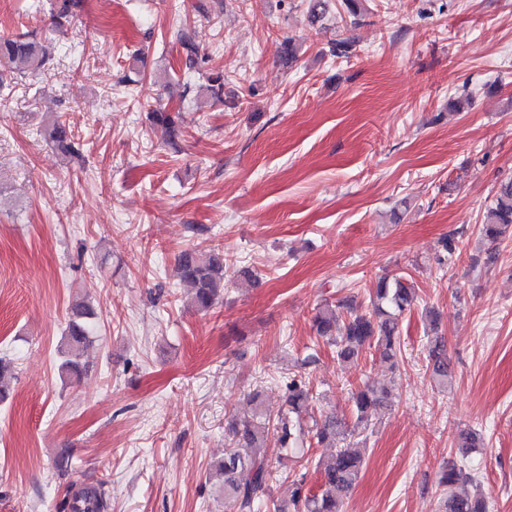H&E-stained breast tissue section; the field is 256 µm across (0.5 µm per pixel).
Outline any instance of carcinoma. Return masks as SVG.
Masks as SVG:
<instances>
[{
    "instance_id": "cac0c4a2",
    "label": "carcinoma",
    "mask_w": 512,
    "mask_h": 512,
    "mask_svg": "<svg viewBox=\"0 0 512 512\" xmlns=\"http://www.w3.org/2000/svg\"><path fill=\"white\" fill-rule=\"evenodd\" d=\"M53 22L61 27L72 22L82 7L83 0H55ZM179 44L186 52V66L206 71L207 89L212 96L222 99L224 72L208 67L210 57L201 56L187 32L179 34ZM0 60L13 65L20 74L37 73L43 70L48 56L43 43L26 34L14 38H0ZM152 118L163 125L174 140L179 136L183 118L181 112L159 109ZM45 140L61 153L75 154L77 149L70 125L56 117L43 129ZM512 233V176L499 182L494 201L486 211L481 234L490 243H497ZM224 252L187 248L177 258V274L181 283L190 291L192 306L198 311H207L224 295ZM415 301L414 289L400 277L379 281L372 295V309L360 312L350 309L341 332H336L338 313L331 304L325 305L316 314L313 328L317 336L324 338L336 348V357L342 363L358 359L363 350L373 345L381 357L396 366L400 352L399 322L402 315ZM90 309L81 303L72 307V315L64 336L61 372L79 378L85 371L80 361L85 349L92 342L91 331L85 318ZM430 378L438 388H448L452 372L444 343L431 341L429 347ZM14 366L11 360L0 358V402L10 396ZM283 409L274 417L263 409L260 395H250L252 416L233 420L224 428V437L229 448L218 463L223 476L224 507L228 512H255L258 504L269 501L273 512H344L343 495L351 490L360 477L363 457L348 448L339 449L336 455L317 464L320 473V490L304 489V479L294 480V490L287 502H278L270 489L271 471L261 452L269 436L277 438L283 448H302L315 444L332 448L336 441L346 439L342 422L334 415L312 419L306 423L310 392L304 382L296 377L288 380L282 395ZM353 411L359 425L368 424L372 413L390 405V391L385 387L365 384L353 393ZM475 481L474 475L456 465L442 471L438 486L441 488L439 512H488L487 503L480 497L458 494L454 487L460 482ZM70 512H104L102 493L87 490L67 504Z\"/></svg>"
}]
</instances>
